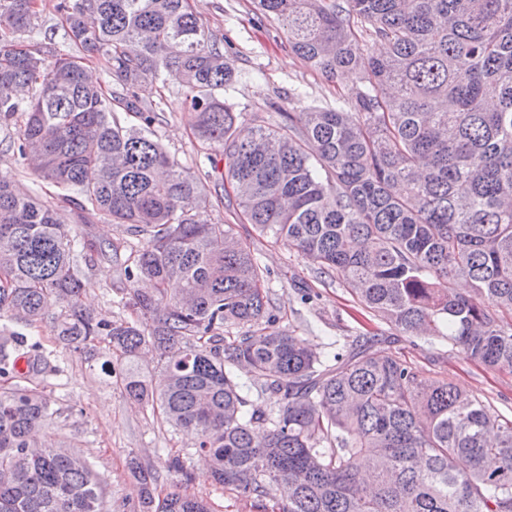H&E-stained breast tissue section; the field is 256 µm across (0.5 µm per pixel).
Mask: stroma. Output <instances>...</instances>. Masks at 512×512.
I'll return each mask as SVG.
<instances>
[{
	"label": "stroma",
	"instance_id": "obj_1",
	"mask_svg": "<svg viewBox=\"0 0 512 512\" xmlns=\"http://www.w3.org/2000/svg\"><path fill=\"white\" fill-rule=\"evenodd\" d=\"M58 0H37L39 28L32 43H52L65 53L75 52L56 9ZM210 30L221 35V50L234 62L235 77L224 89V101L247 129L260 121L275 122L278 111L305 112L313 107H332L354 98L361 86L357 74L330 81L312 69L290 49L277 20L260 14L254 0H190ZM141 104L152 107L158 119L155 137L184 170L202 185L208 218L217 224L234 225L269 274L265 287L272 299L277 327L309 340L321 353H334L338 344L379 328L346 288L337 274L321 273L318 266L301 258L288 246L260 236L240 217L236 196L222 169L206 158L208 146L195 132L191 110L183 103L180 86L146 83L137 90ZM22 119L0 124V174L15 180L25 192L52 196L53 188L39 184L24 173L14 149ZM86 284L85 302L114 320L130 318V310L115 303L117 289L126 282L111 256L94 255L80 262ZM52 317H44L26 333L40 342L58 369L49 381L61 415L42 433L55 442L76 438L84 454L104 480L105 498L111 512H133L137 487L128 468L137 455L157 476V497L181 489L207 502L211 512H255L251 501L225 489L212 479L194 441L153 415L150 407L127 401L116 377L90 369L85 353L63 348L52 331ZM393 351L430 379L447 378L500 415L512 417V374L475 365L461 348L447 341L401 339ZM183 458L192 474L189 485L169 468L171 456Z\"/></svg>",
	"mask_w": 512,
	"mask_h": 512
}]
</instances>
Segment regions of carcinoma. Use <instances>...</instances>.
I'll use <instances>...</instances> for the list:
<instances>
[{"mask_svg": "<svg viewBox=\"0 0 512 512\" xmlns=\"http://www.w3.org/2000/svg\"><path fill=\"white\" fill-rule=\"evenodd\" d=\"M290 48L329 79L350 70V110L316 108L247 131L220 94L234 77L188 0H59L79 54L28 40L36 0H0V122L24 115L17 153L57 190L77 224L105 218L133 240L108 242L127 287L112 320L82 302L76 252L102 251L58 207L0 178V317L30 326L60 308L56 336L125 364L127 399L194 438L214 480L277 512H512V419L445 379L429 380L373 339L331 357L275 322L268 269L232 224L208 221L203 187L150 130L135 89L173 80L198 136L224 159L240 215L261 235L336 272L405 338L436 337L512 373V0H257ZM360 32L384 41L380 56ZM102 56L112 96L85 60ZM34 90L27 100L19 87ZM140 114L126 126L113 99ZM462 277L467 294L448 287ZM241 333L226 336L229 329ZM149 346L161 388L138 363ZM47 366L18 331L0 343V512H109L92 463L49 448L57 413L31 386ZM276 397L242 396L236 371ZM138 512H209L181 492L156 499L155 473L130 460Z\"/></svg>", "mask_w": 512, "mask_h": 512, "instance_id": "obj_1", "label": "carcinoma"}]
</instances>
